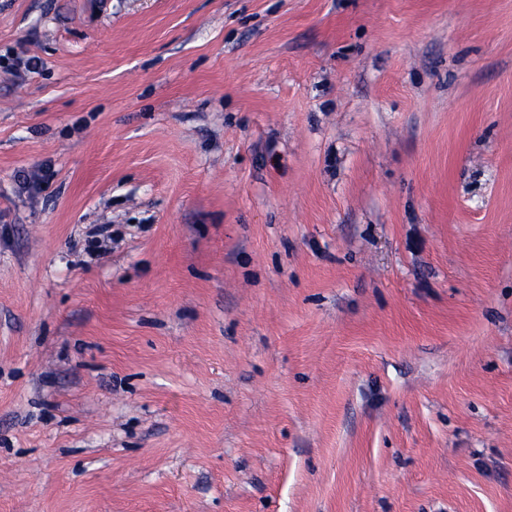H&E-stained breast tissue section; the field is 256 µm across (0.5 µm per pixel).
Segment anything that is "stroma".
<instances>
[{"instance_id":"obj_1","label":"stroma","mask_w":512,"mask_h":512,"mask_svg":"<svg viewBox=\"0 0 512 512\" xmlns=\"http://www.w3.org/2000/svg\"><path fill=\"white\" fill-rule=\"evenodd\" d=\"M0 512H512V0H0Z\"/></svg>"}]
</instances>
